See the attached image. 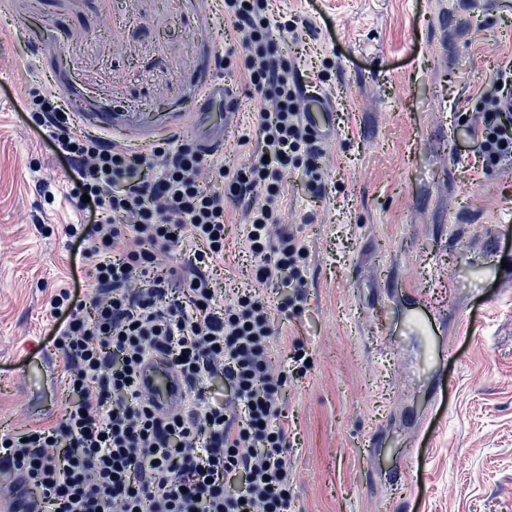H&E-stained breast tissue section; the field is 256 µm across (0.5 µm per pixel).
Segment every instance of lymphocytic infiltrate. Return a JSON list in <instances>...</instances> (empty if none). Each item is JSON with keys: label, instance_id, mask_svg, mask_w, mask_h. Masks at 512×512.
Listing matches in <instances>:
<instances>
[{"label": "lymphocytic infiltrate", "instance_id": "1", "mask_svg": "<svg viewBox=\"0 0 512 512\" xmlns=\"http://www.w3.org/2000/svg\"><path fill=\"white\" fill-rule=\"evenodd\" d=\"M224 24L253 87L257 148L216 188L197 179L208 154L174 134L125 148L82 130L59 92L33 95L43 144L65 170L84 217L74 242L79 270L50 301L46 341L66 372L58 423L0 435V471L17 474L35 512H295L284 389L306 373L274 371L272 302L277 286L302 308L307 248L293 233L272 235L291 165L321 194L318 150L300 105L296 66L278 35L295 32L271 0H224ZM485 93L489 103L473 145L483 167L512 158V65ZM243 204L245 246L256 255L255 287L234 299L213 275L224 256V201ZM190 250L184 268L166 266L172 247ZM153 353L187 385L185 410L162 415L140 385ZM224 382L223 397L207 383Z\"/></svg>", "mask_w": 512, "mask_h": 512}]
</instances>
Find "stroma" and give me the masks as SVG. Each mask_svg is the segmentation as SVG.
Instances as JSON below:
<instances>
[{
	"label": "stroma",
	"instance_id": "1",
	"mask_svg": "<svg viewBox=\"0 0 512 512\" xmlns=\"http://www.w3.org/2000/svg\"><path fill=\"white\" fill-rule=\"evenodd\" d=\"M279 37L336 130L323 191L288 176L274 233L299 231L304 310L277 316L274 359L311 369L286 388L297 512H512V160L467 157L512 63V11L484 0H290ZM225 48L221 0H0V85L51 87L79 126L122 147L182 128ZM232 59L237 112L224 167L256 147L251 88ZM71 184L13 101L0 97V430L62 417L63 360L41 349L50 297L82 222ZM226 291L251 285L241 208L225 200ZM412 459L404 473L396 455Z\"/></svg>",
	"mask_w": 512,
	"mask_h": 512
}]
</instances>
